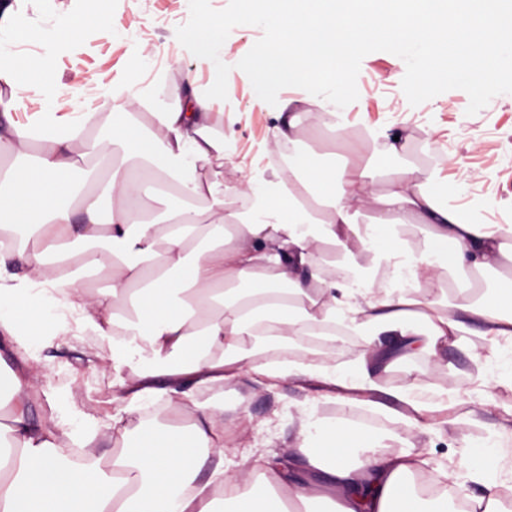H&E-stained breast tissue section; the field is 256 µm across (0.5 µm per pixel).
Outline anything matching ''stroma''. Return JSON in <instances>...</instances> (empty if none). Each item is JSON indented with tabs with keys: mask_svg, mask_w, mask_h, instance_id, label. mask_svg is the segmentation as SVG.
Returning a JSON list of instances; mask_svg holds the SVG:
<instances>
[{
	"mask_svg": "<svg viewBox=\"0 0 512 512\" xmlns=\"http://www.w3.org/2000/svg\"><path fill=\"white\" fill-rule=\"evenodd\" d=\"M108 26L98 33L82 35L74 51L60 64L63 78L73 69L92 68L102 72L121 69L129 49L123 31L130 18L139 22L140 38L159 48H167L193 21L191 0H112ZM261 33L248 28L226 34L224 49L230 67L225 82L235 87L234 104L249 109L253 86L249 77L235 68V61L250 57L262 42ZM414 79L412 69L390 46L376 44L356 54L349 75L348 95L339 110L344 113L358 149L361 164H372L376 156L366 140L367 128L388 136H401L405 148L399 165L425 170L432 153L447 155L442 176L448 192L470 212L480 213L490 224L512 225V76L473 96L465 83L445 81L416 96L406 89ZM274 119L262 112L249 121L225 129L235 159H248L264 149L267 163H274L280 144L274 138ZM492 208L481 210L483 200ZM108 345L99 337L85 335L60 342L47 349L48 366L43 377L33 382L30 403L35 417L50 412L81 419L101 409L116 393L112 370L102 358ZM415 371L406 368L388 372L381 391L373 401L394 407V391L411 386L419 390H440L455 394L469 386L474 371L468 352L456 346L442 350L439 359H415ZM311 384L290 380L269 389L254 383L248 374L227 382L217 400L224 406L225 420L251 417L253 428L228 445L225 455L233 462L256 466L270 456H293L297 443L299 416L306 405ZM492 403L475 404L481 420L469 431L468 441L445 426L436 431L401 428L415 451L436 463L457 459L465 445L479 446L491 439V425L502 422L503 407L512 405V392L492 389Z\"/></svg>",
	"mask_w": 512,
	"mask_h": 512,
	"instance_id": "35a3bbf8",
	"label": "stroma"
}]
</instances>
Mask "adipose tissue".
Segmentation results:
<instances>
[{"instance_id": "obj_1", "label": "adipose tissue", "mask_w": 512, "mask_h": 512, "mask_svg": "<svg viewBox=\"0 0 512 512\" xmlns=\"http://www.w3.org/2000/svg\"><path fill=\"white\" fill-rule=\"evenodd\" d=\"M112 0H71L37 21L46 0H0V512H284L266 481L247 482L224 465V408L213 395L249 371L275 387L296 379L367 395L384 374L416 357L437 356L448 340L482 336L490 354L473 352V386L448 397L395 392L390 417L412 428L425 416L460 405L458 431L476 424L466 401L487 385L512 390V279L494 298L458 289L447 310L427 299L421 281L440 265L439 244L453 243V263L479 273L512 262V225L487 224L442 195L440 168L389 172L383 165L321 166L300 150L307 116L345 138L336 107L349 63L360 49L384 43L416 77L412 93L444 79L468 82L474 94L512 73V0H259L248 12H218L193 0L195 22L183 44L210 71L223 72L224 34L246 27L265 39L248 62L256 76L252 104L274 107L273 135L287 144V167L244 168L228 152L224 130L245 115L230 108L232 86L204 92L166 63L168 101L143 113V79L157 49L135 40L113 76L56 75L59 53L99 29ZM40 43L24 56L21 40ZM296 90L270 102L285 83ZM318 87L325 98L307 96ZM40 108L20 119L21 92ZM245 204L224 200V175ZM176 195L155 218L143 195ZM426 225L415 242L405 229ZM111 286L79 287L83 272ZM393 287L374 288L378 273ZM348 318L367 350L339 365L333 347L301 356L265 357L270 345L299 336L333 335ZM107 341L112 411L93 422L65 416L37 420L27 391L42 353L85 333ZM163 402L168 424L143 422ZM308 402L299 424L303 471L268 463L281 483L296 481L299 502L323 512H448V482L481 479L491 492L478 512H503L512 499V469L498 441L466 449L437 468L413 451H393L400 436L375 433L320 413ZM122 444L104 470L98 449Z\"/></svg>"}]
</instances>
